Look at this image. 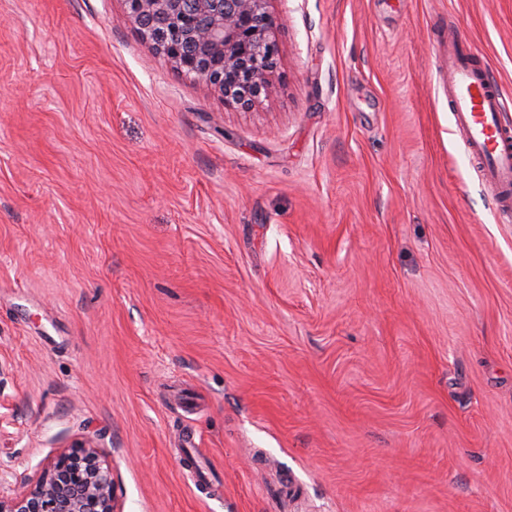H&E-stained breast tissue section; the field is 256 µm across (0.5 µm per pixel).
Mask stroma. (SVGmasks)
I'll list each match as a JSON object with an SVG mask.
<instances>
[{
  "mask_svg": "<svg viewBox=\"0 0 512 512\" xmlns=\"http://www.w3.org/2000/svg\"><path fill=\"white\" fill-rule=\"evenodd\" d=\"M271 10L241 109L121 0H0V489L92 435L121 512H512V207L444 58L512 100V0Z\"/></svg>",
  "mask_w": 512,
  "mask_h": 512,
  "instance_id": "stroma-1",
  "label": "stroma"
}]
</instances>
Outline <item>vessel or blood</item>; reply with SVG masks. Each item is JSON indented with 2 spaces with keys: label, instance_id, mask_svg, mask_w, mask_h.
Returning a JSON list of instances; mask_svg holds the SVG:
<instances>
[{
  "label": "vessel or blood",
  "instance_id": "1",
  "mask_svg": "<svg viewBox=\"0 0 512 512\" xmlns=\"http://www.w3.org/2000/svg\"><path fill=\"white\" fill-rule=\"evenodd\" d=\"M459 31L448 35V110L460 136L478 160L482 178L494 196H512V125L495 81L476 68L462 49Z\"/></svg>",
  "mask_w": 512,
  "mask_h": 512
}]
</instances>
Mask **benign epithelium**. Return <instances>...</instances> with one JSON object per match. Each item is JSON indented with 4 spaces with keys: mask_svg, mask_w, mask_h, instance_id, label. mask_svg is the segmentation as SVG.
Returning a JSON list of instances; mask_svg holds the SVG:
<instances>
[{
    "mask_svg": "<svg viewBox=\"0 0 512 512\" xmlns=\"http://www.w3.org/2000/svg\"><path fill=\"white\" fill-rule=\"evenodd\" d=\"M141 39L183 76L248 108L270 95L280 55L272 0H121ZM0 512H119L117 481L91 437L56 455Z\"/></svg>",
    "mask_w": 512,
    "mask_h": 512,
    "instance_id": "1",
    "label": "benign epithelium"
}]
</instances>
